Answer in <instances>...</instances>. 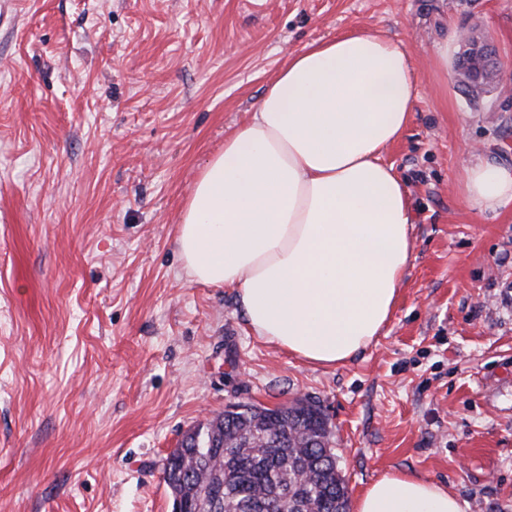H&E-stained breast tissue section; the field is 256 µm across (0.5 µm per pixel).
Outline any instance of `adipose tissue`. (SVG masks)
<instances>
[{
	"mask_svg": "<svg viewBox=\"0 0 512 512\" xmlns=\"http://www.w3.org/2000/svg\"><path fill=\"white\" fill-rule=\"evenodd\" d=\"M417 78L406 44L373 31L304 46L250 120L202 168L177 226L192 281L235 289L250 330L305 362L345 363L381 336L413 247L409 193L387 147L407 130ZM481 215L512 208V169L465 159ZM353 512H462L447 488L381 476Z\"/></svg>",
	"mask_w": 512,
	"mask_h": 512,
	"instance_id": "1",
	"label": "adipose tissue"
}]
</instances>
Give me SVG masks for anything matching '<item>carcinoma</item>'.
<instances>
[{"mask_svg": "<svg viewBox=\"0 0 512 512\" xmlns=\"http://www.w3.org/2000/svg\"><path fill=\"white\" fill-rule=\"evenodd\" d=\"M163 480L187 512H349L348 488L320 405L295 399L267 408L243 403L185 433Z\"/></svg>", "mask_w": 512, "mask_h": 512, "instance_id": "carcinoma-1", "label": "carcinoma"}]
</instances>
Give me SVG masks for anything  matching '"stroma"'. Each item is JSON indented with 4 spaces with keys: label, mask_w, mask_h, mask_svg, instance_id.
I'll use <instances>...</instances> for the list:
<instances>
[{
    "label": "stroma",
    "mask_w": 512,
    "mask_h": 512,
    "mask_svg": "<svg viewBox=\"0 0 512 512\" xmlns=\"http://www.w3.org/2000/svg\"><path fill=\"white\" fill-rule=\"evenodd\" d=\"M478 26L512 84V0H0V512H172L162 462L231 403L322 405L350 497L390 472L512 512V211L467 209L469 154L512 166V99L434 62ZM403 40L418 95L385 159L414 214L382 336L339 366L191 281L185 202L291 53Z\"/></svg>",
    "instance_id": "1"
}]
</instances>
